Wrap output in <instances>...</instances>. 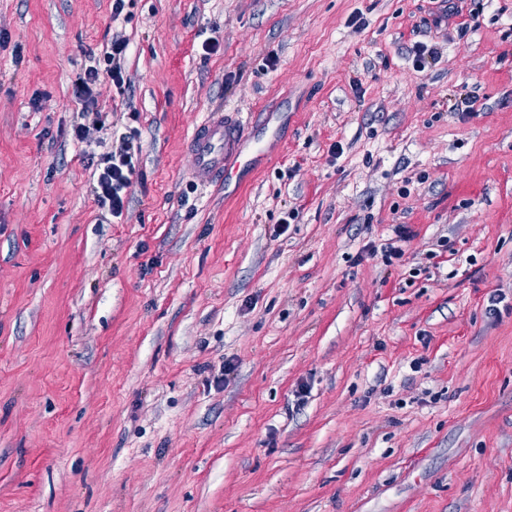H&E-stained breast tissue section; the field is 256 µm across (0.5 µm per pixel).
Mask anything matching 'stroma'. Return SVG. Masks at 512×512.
<instances>
[{
    "label": "stroma",
    "mask_w": 512,
    "mask_h": 512,
    "mask_svg": "<svg viewBox=\"0 0 512 512\" xmlns=\"http://www.w3.org/2000/svg\"><path fill=\"white\" fill-rule=\"evenodd\" d=\"M454 3L0 0V512H512V0ZM128 41L124 36L112 37L102 55L98 59L94 56L90 62L93 65L85 66L78 72L72 83V94L75 102L81 105L78 113L81 121L73 125L72 135L80 143L87 147L104 148L99 153L96 164V183L93 184V197L97 207L108 212L112 218H121L127 206V188L131 184L132 176L136 172L138 163L139 146H135L129 138H123L121 144L113 148L105 138H91V130L102 129L99 124V112H97L95 88L106 75L117 88L122 89L126 84L122 61L128 50ZM101 60L104 68L101 67ZM253 121L224 111L210 112L187 140L195 159L194 177L203 186L209 185L240 166L244 156L241 143Z\"/></svg>",
    "instance_id": "obj_1"
}]
</instances>
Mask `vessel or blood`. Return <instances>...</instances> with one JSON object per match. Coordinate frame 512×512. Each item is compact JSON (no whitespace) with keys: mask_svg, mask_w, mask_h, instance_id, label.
Masks as SVG:
<instances>
[{"mask_svg":"<svg viewBox=\"0 0 512 512\" xmlns=\"http://www.w3.org/2000/svg\"><path fill=\"white\" fill-rule=\"evenodd\" d=\"M248 127V121L238 115L213 111L194 128L187 147L194 156V177L200 185L225 178L240 166Z\"/></svg>","mask_w":512,"mask_h":512,"instance_id":"1","label":"vessel or blood"}]
</instances>
